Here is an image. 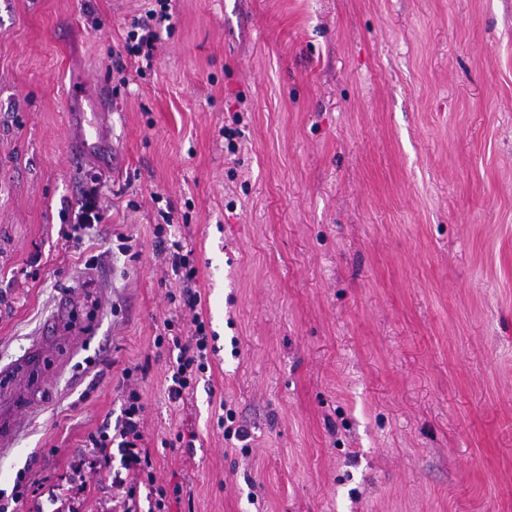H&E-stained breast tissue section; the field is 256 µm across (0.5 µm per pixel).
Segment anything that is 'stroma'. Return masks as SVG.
Segmentation results:
<instances>
[{
    "label": "stroma",
    "instance_id": "1",
    "mask_svg": "<svg viewBox=\"0 0 512 512\" xmlns=\"http://www.w3.org/2000/svg\"><path fill=\"white\" fill-rule=\"evenodd\" d=\"M148 6L0 0V365L83 295L0 451L46 487L14 512H121L88 437L125 382L170 512H512V0H175L123 86ZM102 100L120 168L73 243L66 115ZM169 207L217 348L182 404Z\"/></svg>",
    "mask_w": 512,
    "mask_h": 512
}]
</instances>
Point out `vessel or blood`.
<instances>
[{"instance_id": "vessel-or-blood-1", "label": "vessel or blood", "mask_w": 512, "mask_h": 512, "mask_svg": "<svg viewBox=\"0 0 512 512\" xmlns=\"http://www.w3.org/2000/svg\"><path fill=\"white\" fill-rule=\"evenodd\" d=\"M72 147L76 157L96 155L105 169H112V130L108 125L92 123L88 118L71 119ZM57 338L47 331L31 345L19 361L0 368V447L9 448L21 429L23 416L37 413L38 403L31 395L34 380L46 360L57 352Z\"/></svg>"}]
</instances>
